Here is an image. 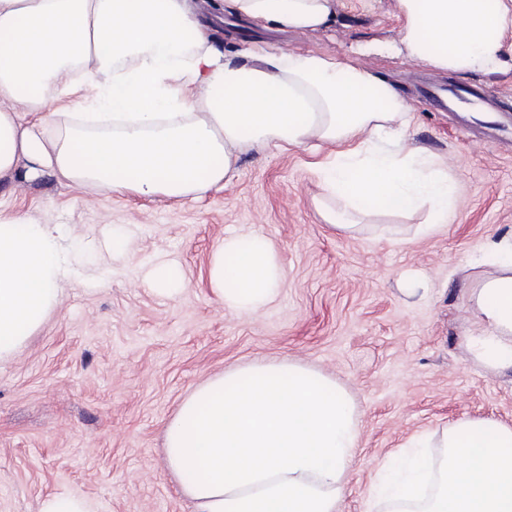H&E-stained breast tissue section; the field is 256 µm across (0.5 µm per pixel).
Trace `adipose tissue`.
I'll list each match as a JSON object with an SVG mask.
<instances>
[{"label":"adipose tissue","mask_w":512,"mask_h":512,"mask_svg":"<svg viewBox=\"0 0 512 512\" xmlns=\"http://www.w3.org/2000/svg\"><path fill=\"white\" fill-rule=\"evenodd\" d=\"M335 0H226L258 28L317 32ZM397 52L457 73L512 72V0H396ZM89 88L86 111L44 113L47 95ZM35 112L27 125L22 113ZM410 105L371 71L263 43L224 56L190 0H0V174L20 160L69 181L145 198L200 196L228 185L248 150L324 152L313 173L321 219L364 231L371 204L426 210L446 224L458 183L409 138ZM473 285L467 351L512 368V233L485 246ZM70 236L0 214V359L55 314L76 271ZM226 309L256 315L283 270L273 243L225 237L208 270ZM360 441L354 404L335 381L279 360L209 378L165 427L167 466L192 512H338Z\"/></svg>","instance_id":"1"}]
</instances>
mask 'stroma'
I'll list each match as a JSON object with an SVG mask.
<instances>
[{
	"label": "stroma",
	"mask_w": 512,
	"mask_h": 512,
	"mask_svg": "<svg viewBox=\"0 0 512 512\" xmlns=\"http://www.w3.org/2000/svg\"><path fill=\"white\" fill-rule=\"evenodd\" d=\"M315 33H277L231 16L214 0L215 45L234 55L251 42L325 52L371 67L415 108L412 140L447 160L459 186L452 218L424 236V213L391 231L334 233L319 217L316 157L298 148L250 150L231 182L200 197L150 200L83 189L47 172L0 179V208L71 233L87 265L57 312L15 355L0 360V512H38L49 494H76L95 512H190L164 459V430L181 401L210 377L289 357L352 397L361 440L338 512H365L371 477L413 438L462 418L512 425V369L470 360L461 338L469 289L488 274L482 249L512 232V73L440 72L398 55L365 54L395 42V0H335ZM470 91L489 112L461 103L436 110L428 83ZM130 231L128 253L106 244ZM259 232L283 268L279 297L257 315L224 308L208 282L225 236ZM177 265L178 293L147 282L157 261ZM418 282L405 296L401 278Z\"/></svg>",
	"instance_id": "stroma-1"
}]
</instances>
